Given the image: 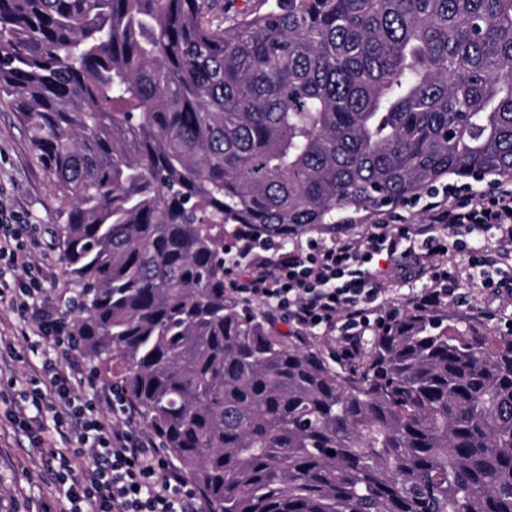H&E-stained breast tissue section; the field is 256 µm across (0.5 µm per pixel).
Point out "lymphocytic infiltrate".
Returning a JSON list of instances; mask_svg holds the SVG:
<instances>
[{"label":"lymphocytic infiltrate","instance_id":"obj_1","mask_svg":"<svg viewBox=\"0 0 512 512\" xmlns=\"http://www.w3.org/2000/svg\"><path fill=\"white\" fill-rule=\"evenodd\" d=\"M417 201V224H375L364 236L337 225L331 238L308 237L284 249L279 237L244 226L236 235L230 285L245 300L270 305L296 333L339 336L341 355L356 361L366 331L394 320L398 312L378 304L382 280L419 279L426 286L411 299L429 312L455 297L462 278L497 300L512 301V177L482 187L451 183L432 187ZM21 224H0V261L22 268L27 279L18 293L0 277V304L34 324V336L48 349L40 370L45 378L30 395L35 410L53 411L57 439L39 437L31 416L9 411L12 428L35 438L49 475L53 499L67 512H198L197 493L180 469L142 428L119 429L102 408L131 415L120 390L100 385L94 373L74 370L82 349L58 304L45 300L43 283L32 273ZM468 252L467 270L456 256ZM384 266H376V257Z\"/></svg>","mask_w":512,"mask_h":512}]
</instances>
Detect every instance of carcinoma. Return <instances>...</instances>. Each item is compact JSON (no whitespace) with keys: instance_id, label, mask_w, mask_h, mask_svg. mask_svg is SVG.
Segmentation results:
<instances>
[{"instance_id":"obj_1","label":"carcinoma","mask_w":512,"mask_h":512,"mask_svg":"<svg viewBox=\"0 0 512 512\" xmlns=\"http://www.w3.org/2000/svg\"><path fill=\"white\" fill-rule=\"evenodd\" d=\"M0 0L76 335L208 512H512V334L412 309L357 363L272 332L224 225L512 176V0ZM334 451L331 456L328 451ZM217 4L212 13L214 23H222L223 27L233 25L245 15L263 11L265 0H216Z\"/></svg>"}]
</instances>
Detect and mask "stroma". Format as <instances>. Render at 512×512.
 Returning <instances> with one entry per match:
<instances>
[{
    "mask_svg": "<svg viewBox=\"0 0 512 512\" xmlns=\"http://www.w3.org/2000/svg\"><path fill=\"white\" fill-rule=\"evenodd\" d=\"M0 206L20 223L31 225L36 244L31 261L40 266L45 285L58 297L71 290L65 273L63 242L59 234V192L45 176L30 150L26 133L6 99L0 98ZM460 293L465 305L448 303L441 314H455L470 321L481 331L507 333L512 321V307L482 295L469 283H462ZM24 358L0 364V391L21 395L33 388V363L44 354L42 345H24ZM40 454L29 439L14 432L10 425H0V512H12L16 500L28 499L29 512H40L39 501L47 494L39 466Z\"/></svg>",
    "mask_w": 512,
    "mask_h": 512,
    "instance_id": "stroma-1",
    "label": "stroma"
}]
</instances>
